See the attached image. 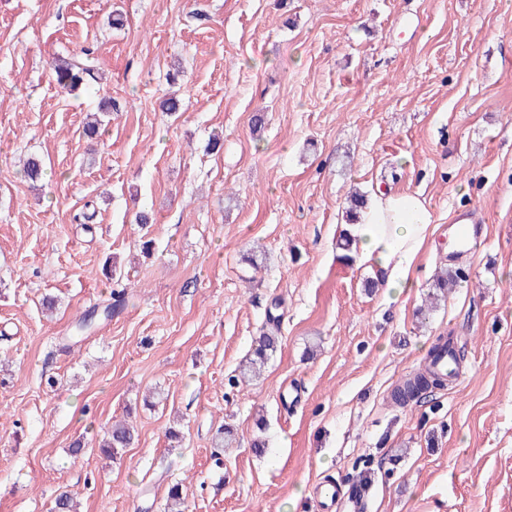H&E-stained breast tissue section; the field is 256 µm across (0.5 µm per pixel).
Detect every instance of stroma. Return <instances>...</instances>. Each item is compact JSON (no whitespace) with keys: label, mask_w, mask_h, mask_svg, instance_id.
<instances>
[{"label":"stroma","mask_w":512,"mask_h":512,"mask_svg":"<svg viewBox=\"0 0 512 512\" xmlns=\"http://www.w3.org/2000/svg\"><path fill=\"white\" fill-rule=\"evenodd\" d=\"M59 56L95 81L58 88ZM355 188L432 213L409 297L337 257ZM474 206L485 240L453 255ZM511 268L512 0H0V512L63 490L79 512H162L175 483L186 512H322L314 485L349 490L362 459L368 512H512ZM271 308L277 350L240 381ZM440 336L458 377L395 405ZM126 417L113 462L98 441Z\"/></svg>","instance_id":"1"}]
</instances>
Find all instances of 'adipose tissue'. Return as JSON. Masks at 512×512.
<instances>
[{
  "mask_svg": "<svg viewBox=\"0 0 512 512\" xmlns=\"http://www.w3.org/2000/svg\"><path fill=\"white\" fill-rule=\"evenodd\" d=\"M352 235V257L376 269L386 300L419 288L420 256L435 247L432 214L419 193L375 195Z\"/></svg>",
  "mask_w": 512,
  "mask_h": 512,
  "instance_id": "1",
  "label": "adipose tissue"
}]
</instances>
